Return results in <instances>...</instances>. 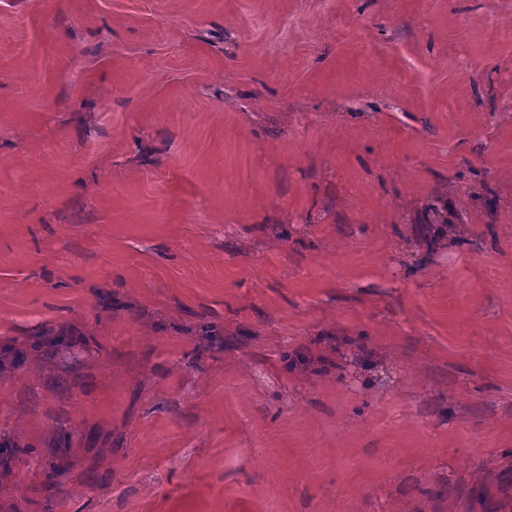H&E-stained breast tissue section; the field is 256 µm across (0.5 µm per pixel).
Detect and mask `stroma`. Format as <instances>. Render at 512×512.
<instances>
[{
	"mask_svg": "<svg viewBox=\"0 0 512 512\" xmlns=\"http://www.w3.org/2000/svg\"><path fill=\"white\" fill-rule=\"evenodd\" d=\"M0 512H512V0H0Z\"/></svg>",
	"mask_w": 512,
	"mask_h": 512,
	"instance_id": "35a3bbf8",
	"label": "stroma"
}]
</instances>
